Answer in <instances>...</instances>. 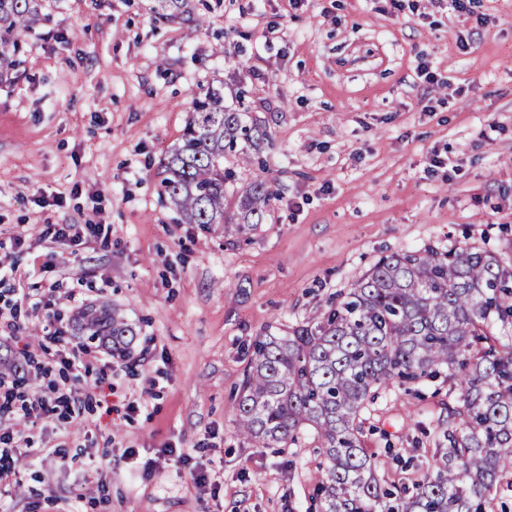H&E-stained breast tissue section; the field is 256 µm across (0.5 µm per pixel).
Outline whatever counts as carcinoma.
<instances>
[{
    "label": "carcinoma",
    "instance_id": "1",
    "mask_svg": "<svg viewBox=\"0 0 512 512\" xmlns=\"http://www.w3.org/2000/svg\"><path fill=\"white\" fill-rule=\"evenodd\" d=\"M154 12L200 30L193 0H154ZM48 21L44 0H0V81L17 73L18 36ZM181 142L165 163L161 192L181 220L243 238L265 218L272 186L236 188L226 154L249 164L267 139L211 87L193 99ZM512 320V268L472 246L425 248L380 258L322 320L255 340L239 403V435L265 445L314 432L326 457L319 512H489L490 491L512 469V342L494 334ZM79 329L118 357L135 331L119 313L89 309ZM448 368V448L413 489L384 485L364 450L363 412L395 382Z\"/></svg>",
    "mask_w": 512,
    "mask_h": 512
}]
</instances>
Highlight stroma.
Listing matches in <instances>:
<instances>
[{"mask_svg": "<svg viewBox=\"0 0 512 512\" xmlns=\"http://www.w3.org/2000/svg\"><path fill=\"white\" fill-rule=\"evenodd\" d=\"M203 2L195 32L152 0H49L0 84V264L18 272L0 292L57 307L0 332V374L50 400L63 373L41 371L46 335L80 342L89 308L135 330L131 367L74 392L80 419L0 413V433L29 439L0 512H56L58 499L78 512H308L322 474L311 431L286 448L236 433L251 343L318 322L392 253L467 244L512 261V0L459 18L446 0ZM211 86L268 133L240 178L266 179L276 199L246 240L182 223L160 194ZM49 224H98L108 239H51ZM447 392L442 367L368 404L365 449L386 485L431 474Z\"/></svg>", "mask_w": 512, "mask_h": 512, "instance_id": "stroma-1", "label": "stroma"}]
</instances>
